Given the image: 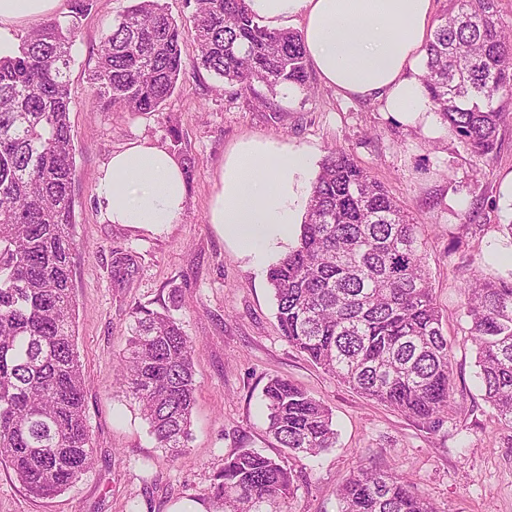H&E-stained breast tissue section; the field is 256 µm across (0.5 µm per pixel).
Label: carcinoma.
Listing matches in <instances>:
<instances>
[{"label": "carcinoma", "mask_w": 512, "mask_h": 512, "mask_svg": "<svg viewBox=\"0 0 512 512\" xmlns=\"http://www.w3.org/2000/svg\"><path fill=\"white\" fill-rule=\"evenodd\" d=\"M47 18L19 52L0 56V463L29 496L67 490L94 465L71 288L76 224L67 72L77 18ZM498 0H451L433 31L422 76L431 103L477 156L512 122V30ZM196 67L251 92L308 88L302 34L261 25L247 0H195L186 32L159 0H136L103 35L92 74L94 110L161 109ZM288 344L339 382L401 414L436 423L452 394V355L433 298L417 225L384 185L342 149L313 183L296 245L267 272ZM484 400L512 428V281L475 276L464 287ZM120 389L157 447L176 457L190 436L193 341L170 311H132L119 357ZM266 430L292 454L334 447L332 414L293 382L263 390ZM293 474L239 448L207 492L212 512H289ZM338 512H437L402 477L362 465L337 492Z\"/></svg>", "instance_id": "cac0c4a2"}]
</instances>
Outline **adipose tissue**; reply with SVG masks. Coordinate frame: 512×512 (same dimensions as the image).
Masks as SVG:
<instances>
[{"mask_svg": "<svg viewBox=\"0 0 512 512\" xmlns=\"http://www.w3.org/2000/svg\"><path fill=\"white\" fill-rule=\"evenodd\" d=\"M61 0H0V55L13 53L14 24L52 15ZM268 28L299 22L320 79L345 97L375 100L416 121L433 106L415 66L425 55L434 0H248ZM306 151L246 141L224 162L208 221L225 241L267 271L294 244L309 196ZM105 222L159 228L178 223L186 180L177 157L144 139L113 152L95 186Z\"/></svg>", "mask_w": 512, "mask_h": 512, "instance_id": "1", "label": "adipose tissue"}]
</instances>
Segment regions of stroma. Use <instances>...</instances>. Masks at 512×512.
<instances>
[{
    "label": "stroma",
    "instance_id": "obj_1",
    "mask_svg": "<svg viewBox=\"0 0 512 512\" xmlns=\"http://www.w3.org/2000/svg\"><path fill=\"white\" fill-rule=\"evenodd\" d=\"M132 4L91 0L71 48L72 292L95 465L63 493L34 499L0 464V512H172L201 501L239 448L283 457L294 475L293 512H337L336 490L361 464L405 477L439 512H512V447L481 396L462 291L476 271L512 279V236L501 230L512 224V123L500 128L496 151L477 158L438 113L408 122L381 102L345 98L314 72L304 91L259 84L244 93L191 66L160 111H93L101 35ZM145 138L193 167L184 216L158 231L104 223L98 172L113 152ZM248 139L305 148L315 168L329 149L345 150L417 224L453 356V395L440 423L363 397L288 345L266 274L207 221L221 166ZM119 253L130 263L117 274ZM174 297V315L194 342L197 384L191 436L175 458L157 448L131 400L112 389L133 307L160 311ZM275 376L331 410L333 448L311 460L283 456L265 432L262 392Z\"/></svg>",
    "mask_w": 512,
    "mask_h": 512
}]
</instances>
